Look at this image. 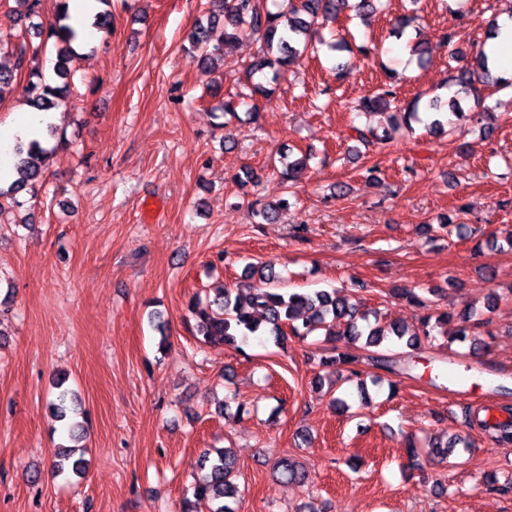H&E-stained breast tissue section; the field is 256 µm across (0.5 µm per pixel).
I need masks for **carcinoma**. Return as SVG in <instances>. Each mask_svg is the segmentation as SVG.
Instances as JSON below:
<instances>
[{"mask_svg": "<svg viewBox=\"0 0 512 512\" xmlns=\"http://www.w3.org/2000/svg\"><path fill=\"white\" fill-rule=\"evenodd\" d=\"M350 0H288L277 11L270 10L261 0H207L206 22L195 25L189 35L190 52L198 54L203 65L214 59H221L235 47L244 31L258 36L261 47L258 54L247 66L248 83L246 91H239L224 102V115L238 116L239 101L253 99L258 94L270 91L268 85L278 79L310 54L318 52L312 40V27L319 21L338 20L349 7ZM81 35L69 24L68 0H59L54 19L48 26L39 23L18 35V41L7 53L0 51V86L12 80L15 73L24 70L29 60L45 50L49 41H55L57 82L52 84L43 74L30 72L25 94L28 105L38 111H49L65 101L72 92L73 75L69 62L75 52L74 43ZM454 65L450 66V82L456 87L449 100L450 111L459 109V101L481 96L477 84L484 83L479 69L485 68L486 56L480 55L478 67L460 64L458 53L450 56ZM420 98L416 97L406 105H400L395 84L388 80L379 84L369 95L362 98L354 107L358 113H373L392 108V126L398 122L411 125L421 121ZM354 137L364 145L383 143L390 139L388 132L377 134L372 128L351 127ZM51 151L38 140L17 148L18 166L21 179L12 183L8 190L0 189V209L5 205L19 204L17 194L23 191L28 182L38 179L46 166ZM308 156L291 158V153H283L277 170L284 195L273 201L256 200L253 209L263 221L276 219L279 211L292 205V187L299 175L307 167ZM262 285H242L237 291L225 288L214 305H203L192 298L187 306L186 319L193 322V334L202 345H224L242 350V344L250 336H268L284 348L288 337L304 339L316 331H325L331 341L341 338L345 342L342 350L336 346L327 348V356L322 365L352 366L361 361L353 350H368L367 361L382 366L390 373L398 371L397 361L374 351L385 342L406 340L410 349L421 348L420 338L432 340L433 331L448 326L452 315L446 311L436 316H425L421 320V333L406 335L397 324H381L370 320L371 313L360 311L357 304L349 301L342 290H320L312 293L287 292L277 288H266L263 283L274 279L269 266L261 267ZM66 379L56 381L57 393L51 403L56 421L67 420L68 413H76L75 392L65 386ZM479 425L499 442H512V419L500 424L486 420ZM199 474L194 481L193 499H185L182 512H196V504H208V512H238L240 490L236 479V462L226 448L205 449L196 462ZM53 467L57 475L83 477L88 468L84 451L72 446L58 445L53 449ZM274 471L287 482L304 483L308 480L307 471L297 462L283 457Z\"/></svg>", "mask_w": 512, "mask_h": 512, "instance_id": "1", "label": "carcinoma"}]
</instances>
